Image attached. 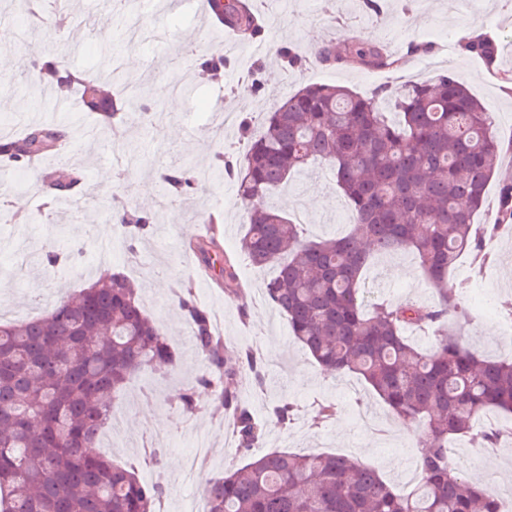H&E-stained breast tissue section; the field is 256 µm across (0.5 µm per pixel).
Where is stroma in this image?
I'll return each mask as SVG.
<instances>
[{
	"instance_id": "35a3bbf8",
	"label": "stroma",
	"mask_w": 512,
	"mask_h": 512,
	"mask_svg": "<svg viewBox=\"0 0 512 512\" xmlns=\"http://www.w3.org/2000/svg\"><path fill=\"white\" fill-rule=\"evenodd\" d=\"M379 2L381 10L376 13L363 0H292L284 12L278 0H261L264 43L244 52L224 45L223 24L201 8L161 7L151 13L149 22L159 41L130 49L120 27L135 12L129 9L117 15L108 0H82L80 14L93 20V28L77 23L64 27L52 19L35 36L28 33L18 0H0V139L20 137L35 117L69 129L66 152L42 157V174L16 167L0 185V205L10 212L0 220V238L14 241L13 246L0 248V319L23 322L38 317L60 297L94 282L97 270L105 267L136 284L145 313L167 336L175 360L127 381L114 403L124 418L123 435L102 454L116 463L134 465L142 483L149 485L165 476L167 490L156 505L158 512H187L191 496L202 493L203 481L185 470L186 457L201 436L208 438L213 450L206 478L279 449L352 456L376 467L390 482L416 484L420 426L402 427L356 375H325L293 342L285 318L264 301L263 286L270 273L251 265L241 251L247 218L235 183L212 179L196 184L189 195L164 208L159 195L143 196L137 191L141 181L159 182L162 168L171 159L198 169L226 148L244 147L241 121L258 126L277 101L310 83L361 92L397 75L416 82L451 72L467 80L493 112V134L501 141H512V93L500 78L512 70V0H474L469 11L461 0ZM105 22L111 29L107 37L100 29ZM477 34L497 40L495 67L459 50L460 38ZM347 38L381 41L407 61L397 75L388 71L372 75L364 68L334 63L293 71L275 54L277 48L290 47L307 55L323 42L339 45ZM107 47L120 57L128 82L146 84V102L163 119L159 130L128 119L121 124L116 139L132 147L138 158L122 175L106 141L88 136V129L96 124L91 114L57 111L42 93L26 96L18 89L42 54H55L79 71L104 73ZM176 80L184 90L178 109L172 110L162 93ZM71 164L85 167L93 195L83 197L79 208L68 203L46 208L55 182L64 180ZM20 200L25 201L26 212H42V223L27 224L12 217ZM115 200L130 209L166 212V222L152 225L139 241L131 264L121 245L109 257L101 255L102 240L119 237L122 231L119 223L106 220ZM264 203L306 224L312 239L339 235L351 226L349 206L324 163L294 174ZM214 211L224 215L217 234L224 255L235 264L240 287L247 291L246 301L232 298L224 287L207 284L198 274L200 262L190 245L200 239L199 219ZM78 247L83 254L75 263L41 271L45 254ZM490 250L492 260L483 273L474 274L465 258L452 273L467 288L474 312L461 331L462 340L488 355L512 359V333L500 328L501 317L512 314V234L498 237ZM363 283L364 296L371 303L432 300L415 256L407 252L375 257ZM185 292L211 317L220 318L224 341L252 347L264 360L270 383L264 393L250 398L255 416L265 418L268 405L283 397L301 408L292 425L269 426L249 451L239 450L231 428L214 413L212 402L200 404L193 414L180 408L183 389L211 371L196 349L191 325L174 303L176 295ZM326 401L335 404L336 413L329 420L316 421L314 411ZM453 447L461 469L489 484L502 500L512 499V438L494 449L467 438L456 440Z\"/></svg>"
}]
</instances>
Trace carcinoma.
<instances>
[{
    "label": "carcinoma",
    "mask_w": 512,
    "mask_h": 512,
    "mask_svg": "<svg viewBox=\"0 0 512 512\" xmlns=\"http://www.w3.org/2000/svg\"><path fill=\"white\" fill-rule=\"evenodd\" d=\"M223 22L255 32L257 8L240 0H212ZM460 48L493 65L497 43L463 38ZM318 63L353 64L391 71L402 61L381 43L356 39L340 49L323 46ZM61 87L76 90L81 111L101 118L107 131L120 112H143L144 96L118 101L95 75L64 70ZM490 112L456 75L384 85L365 92L311 83L278 101L238 160L218 157V173L237 176L248 214L243 251L252 265L268 268V303L288 321L294 340L324 374L353 373L401 421L416 422L424 452L417 485L406 491L378 470L344 455L272 450L206 480V512H502L498 495L472 481L448 455L449 443L472 436L489 410L502 422L479 437L489 446L512 437V359L494 360L460 339L472 314L467 292L450 283L467 255L481 267L485 241L512 231V185L500 192L497 211L483 223L486 189L505 151L490 132ZM68 133L36 125L22 140H3L0 157L22 165L53 153ZM317 161L328 163L348 200L354 230L342 237L309 240L303 225L262 197ZM85 180L78 169L55 184L56 202ZM195 182L185 169L163 175L162 189L185 195ZM112 218L129 227L128 251L159 215ZM410 251L435 299L429 304L383 300L365 310L362 274L379 254ZM198 351L213 366L201 383L213 389L217 410L242 448L264 434L245 398L262 390L266 374L249 348L213 335L207 311L181 296ZM409 327L432 332L422 347L405 336ZM172 362L167 338L145 314L123 276L106 272L76 296L58 300L43 315L0 320V512H155L166 492L162 481L140 483L135 468L92 451L112 418L111 399L134 374ZM298 407L278 401L277 425L293 423Z\"/></svg>",
    "instance_id": "carcinoma-1"
}]
</instances>
